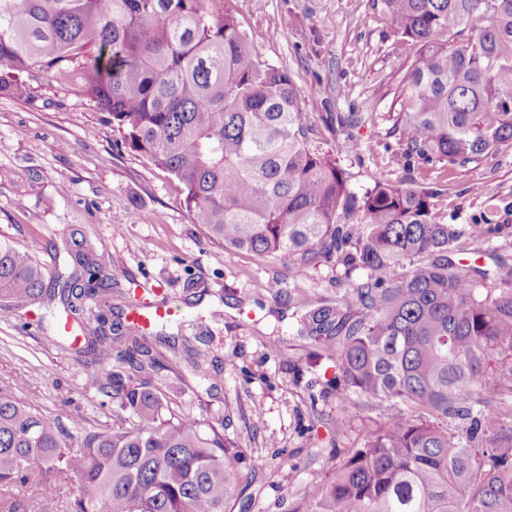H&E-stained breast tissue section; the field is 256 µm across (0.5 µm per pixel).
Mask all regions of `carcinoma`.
Here are the masks:
<instances>
[{"instance_id": "1", "label": "carcinoma", "mask_w": 512, "mask_h": 512, "mask_svg": "<svg viewBox=\"0 0 512 512\" xmlns=\"http://www.w3.org/2000/svg\"><path fill=\"white\" fill-rule=\"evenodd\" d=\"M395 30L419 49L402 77L396 128L405 155L465 168L512 145V0H383ZM78 76L125 147L176 178L206 238L230 251L284 256L304 268L336 259L366 277L317 304L299 297L296 333L334 362L342 410L360 399L385 421L318 483L299 512H512V262L464 265V230L438 220L436 192L379 182L355 195L336 161L311 146L288 70L261 61L226 0H0V93L23 96L24 74ZM498 227L470 225L486 244ZM46 274L0 242V300L15 308L105 291ZM85 349L108 370L100 389L134 419L77 443L0 392V487L38 478L41 509L58 477L72 512H228L249 466L214 426L167 416L161 392L134 375L149 355L140 329L119 349L78 321ZM501 361L486 378L492 359ZM40 466L32 470L27 460Z\"/></svg>"}]
</instances>
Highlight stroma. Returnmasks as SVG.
Returning a JSON list of instances; mask_svg holds the SVG:
<instances>
[{
	"instance_id": "stroma-1",
	"label": "stroma",
	"mask_w": 512,
	"mask_h": 512,
	"mask_svg": "<svg viewBox=\"0 0 512 512\" xmlns=\"http://www.w3.org/2000/svg\"><path fill=\"white\" fill-rule=\"evenodd\" d=\"M230 5L260 59L291 74L312 145L336 158L354 193L404 178L436 189L442 222L499 226L467 261L490 269L495 257L512 260V147L465 168L401 156L394 123L417 48L396 34L383 0ZM28 84L24 97L0 94V241L34 251L52 272L71 268L77 251L101 259L111 291L103 302L84 300V320L102 313L124 323L174 307L148 327L160 364L147 381L175 415L204 419L247 451L253 477L232 512H297L317 492L313 476L331 478L384 420L372 405L343 414L319 348L292 331L297 291L313 301L344 295L343 267L301 270L208 242L182 185L121 148V134L75 82ZM349 140L359 150L344 151ZM64 318L57 302L0 307V391L70 434L132 426L100 391L99 368L62 339ZM22 377L27 385L15 389Z\"/></svg>"
}]
</instances>
